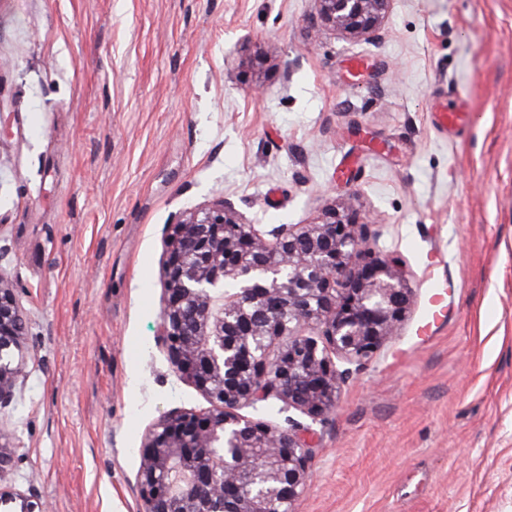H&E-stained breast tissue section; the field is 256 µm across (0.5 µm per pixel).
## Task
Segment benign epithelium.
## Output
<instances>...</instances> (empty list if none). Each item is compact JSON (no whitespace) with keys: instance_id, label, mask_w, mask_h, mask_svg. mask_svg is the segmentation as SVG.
Segmentation results:
<instances>
[{"instance_id":"1","label":"benign epithelium","mask_w":512,"mask_h":512,"mask_svg":"<svg viewBox=\"0 0 512 512\" xmlns=\"http://www.w3.org/2000/svg\"><path fill=\"white\" fill-rule=\"evenodd\" d=\"M314 2L313 21L372 42L394 0ZM162 278L157 336L178 377L212 408L175 409L146 433L142 512H291L309 485L312 425L336 410L351 366L397 336L410 309L403 271L379 251L349 193L316 223L266 231L222 197L173 225ZM27 354L16 289L0 267V408L14 401ZM272 403L310 424L242 413ZM0 512L50 505L0 490Z\"/></svg>"}]
</instances>
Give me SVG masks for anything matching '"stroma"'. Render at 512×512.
<instances>
[{
	"mask_svg": "<svg viewBox=\"0 0 512 512\" xmlns=\"http://www.w3.org/2000/svg\"><path fill=\"white\" fill-rule=\"evenodd\" d=\"M314 12L0 0V267L31 355L4 486L139 512L144 433L210 407L156 336L170 225L218 196L311 224L350 191L413 302L317 426L294 512H512V0H394L372 44Z\"/></svg>",
	"mask_w": 512,
	"mask_h": 512,
	"instance_id": "stroma-1",
	"label": "stroma"
}]
</instances>
